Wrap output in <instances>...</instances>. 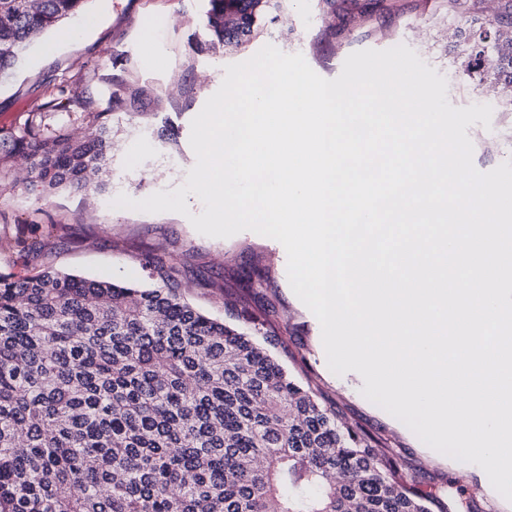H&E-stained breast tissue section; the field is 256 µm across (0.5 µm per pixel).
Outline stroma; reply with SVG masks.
I'll list each match as a JSON object with an SVG mask.
<instances>
[{"instance_id":"obj_1","label":"stroma","mask_w":512,"mask_h":512,"mask_svg":"<svg viewBox=\"0 0 512 512\" xmlns=\"http://www.w3.org/2000/svg\"><path fill=\"white\" fill-rule=\"evenodd\" d=\"M493 23L496 42L512 48V0H288L273 25L246 47L209 48L202 0H88L64 23L69 39L50 30L32 38L19 66L0 77V128L23 131L31 112L58 87L76 91L67 112L43 116L47 133L96 134L88 121L103 112L112 128L108 193L60 190L46 194L33 161L13 157L0 182V274L20 280L51 266L97 279L132 281L144 288L159 279L145 267L151 257L172 267L183 299L212 318L267 340V349L318 403L337 419L391 453L412 489L433 493L431 512H448L457 491L469 494L464 512H512V502L464 462L424 448L388 412L366 399L363 380L334 374L319 340L313 313L303 307L287 276L286 251L252 231L214 238L195 230L189 215L105 207V195L142 200L182 185L196 163L191 122L220 87L227 65L252 57L265 45L302 54L322 78L334 79L351 53L403 44L444 76L452 107L487 104L490 126L466 129L473 163L488 172L512 161V80L489 75L473 84L462 72L465 38ZM156 94L140 110L129 106L141 89ZM36 240L37 251L18 246ZM259 281L248 282L249 273ZM251 308L262 325L245 322Z\"/></svg>"}]
</instances>
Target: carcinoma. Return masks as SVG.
I'll return each mask as SVG.
<instances>
[{
	"instance_id": "cac0c4a2",
	"label": "carcinoma",
	"mask_w": 512,
	"mask_h": 512,
	"mask_svg": "<svg viewBox=\"0 0 512 512\" xmlns=\"http://www.w3.org/2000/svg\"><path fill=\"white\" fill-rule=\"evenodd\" d=\"M88 0H0V74L30 38ZM212 46L237 49L282 0H205ZM241 25L224 29V13ZM466 75L502 68L491 29ZM65 91L41 105L62 112ZM112 138L74 142L32 121L0 162L34 159L47 191L94 187ZM163 285L140 289L47 267L0 275V512H430L397 460L338 421L252 336Z\"/></svg>"
}]
</instances>
